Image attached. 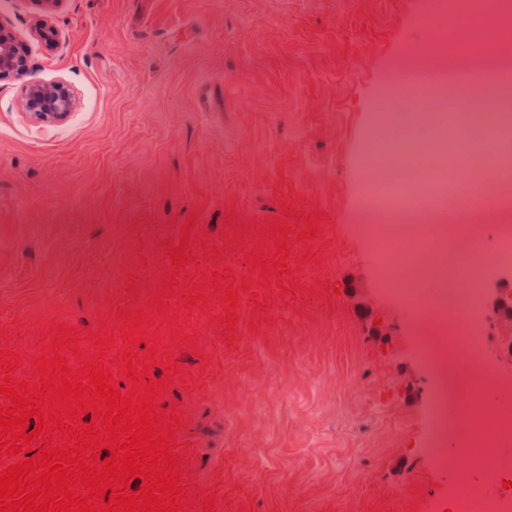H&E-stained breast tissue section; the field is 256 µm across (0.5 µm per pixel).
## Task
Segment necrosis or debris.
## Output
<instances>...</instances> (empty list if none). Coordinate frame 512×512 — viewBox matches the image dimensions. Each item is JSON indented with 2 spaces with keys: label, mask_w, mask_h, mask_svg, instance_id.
I'll use <instances>...</instances> for the list:
<instances>
[{
  "label": "necrosis or debris",
  "mask_w": 512,
  "mask_h": 512,
  "mask_svg": "<svg viewBox=\"0 0 512 512\" xmlns=\"http://www.w3.org/2000/svg\"><path fill=\"white\" fill-rule=\"evenodd\" d=\"M492 133L480 120L468 126L465 138L454 150L442 152L446 127H438L432 144H402L391 149L393 166L376 161L381 178L365 186L367 201L379 208L408 213L425 200L444 194L458 198L478 193L482 185L470 173L482 166L483 156L473 154L471 142L490 140ZM371 239L386 256L383 268L385 287L399 292L403 302L417 318L431 319L449 326L444 341L453 350L452 358L435 360L436 372L443 380L449 369H456L475 380L479 388L497 386L501 373L486 365L484 354L488 319L484 313L481 283L490 261L512 264V227L498 232L493 248H486L482 235L473 236L458 261L459 288L439 289L421 296L407 287L409 272L427 269L435 239L423 235L414 225L397 226L392 234L372 230ZM458 457L478 464V474L456 469L448 485L433 504L434 512H512V399H498L492 412H485L473 401L459 410L456 434Z\"/></svg>",
  "instance_id": "obj_1"
}]
</instances>
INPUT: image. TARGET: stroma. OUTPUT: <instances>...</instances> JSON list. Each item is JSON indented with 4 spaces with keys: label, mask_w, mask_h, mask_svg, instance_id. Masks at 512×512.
I'll list each match as a JSON object with an SVG mask.
<instances>
[{
    "label": "stroma",
    "mask_w": 512,
    "mask_h": 512,
    "mask_svg": "<svg viewBox=\"0 0 512 512\" xmlns=\"http://www.w3.org/2000/svg\"><path fill=\"white\" fill-rule=\"evenodd\" d=\"M450 0H0V24L28 49V72L0 79V352L24 379L50 326L109 330L124 351L123 302L145 305L171 258L193 242L186 274L226 265L259 283L245 255L258 230L311 217L288 243L317 262L240 294L235 348L193 307L157 354V413L177 433L188 512H424L448 474L429 431L435 368L413 313L383 287L365 229L374 151L401 126L382 112L393 79L439 62L449 74L510 72L512 56H431L426 16ZM47 18L57 36L35 32ZM61 83L74 108L41 121L30 84ZM241 237L228 247L227 238ZM220 260H212V253ZM135 282L132 296L127 282ZM301 283L296 295L283 288ZM339 287L309 297L316 285ZM179 371L164 375L165 358Z\"/></svg>",
    "instance_id": "1"
}]
</instances>
